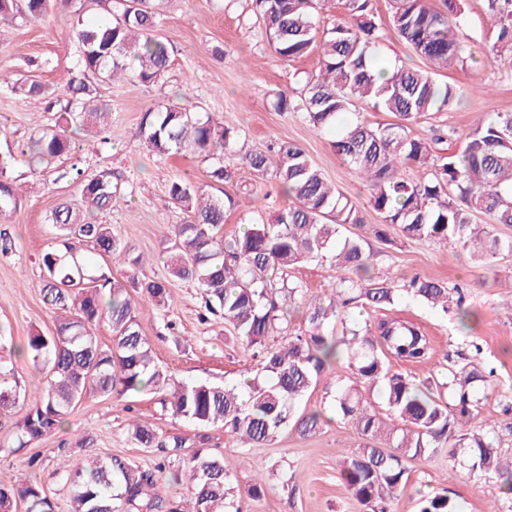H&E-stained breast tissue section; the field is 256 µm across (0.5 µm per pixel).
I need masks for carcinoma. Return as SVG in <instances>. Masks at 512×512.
Here are the masks:
<instances>
[{"mask_svg":"<svg viewBox=\"0 0 512 512\" xmlns=\"http://www.w3.org/2000/svg\"><path fill=\"white\" fill-rule=\"evenodd\" d=\"M73 0H0V23L42 20L58 6ZM162 0H90L103 17L79 22L75 37L80 55L69 70L70 95L55 125L29 138V162L41 164L71 151L72 128L104 126L106 112L96 104L89 75L103 79H135L155 84L170 65L167 43L154 35L161 19ZM270 46L276 54L295 61L318 52L319 67L307 74L300 91L301 110L314 128H336V120L358 103L393 114L396 121L373 127L348 124L336 132L332 147L365 182L369 203L386 226H398L413 241L451 239L472 249L486 262L500 249L487 227L512 224V113H498L477 123L460 147L446 155L432 154L410 136V126L430 112L449 106L458 89L436 81L427 70L393 67L378 78L375 47L381 23L372 0H336L345 21L319 29L317 0H256ZM390 24L398 36L434 67L462 57L466 48L457 31L463 23L456 0H444L436 9L430 0H392ZM493 20L485 51L512 52V0H488ZM0 87L28 96L56 97V88L32 81L12 84L0 75ZM141 133L157 156L185 152L208 157L238 152L256 178L270 174L280 182L288 206L269 223L250 224L224 233L225 200L204 193L193 181L179 176L169 185L173 204L188 220L173 225L165 247L169 275L194 281L205 295V311L221 316L242 338L247 351L259 359L261 374L239 386L176 382L153 356L141 334L139 305H169L168 282L146 278L139 296L125 281L103 271L95 274L66 257L89 248L104 260L141 265L129 258L127 244L108 224L85 215L112 208L123 193L118 177L102 169L82 180L80 202H65L47 216L60 238L59 248L42 258L44 299L58 311L54 330L28 336L25 353L35 365L47 369L46 381L17 423L14 442L24 448L61 426L72 409L88 395L119 396L162 393V405L172 415L200 427L224 425V430L248 447L267 444L292 424L303 434L321 427L317 411L296 414L297 404L321 380L328 364L346 353L355 379L378 387L389 415L400 425L390 427L368 403L356 385L336 387L335 408L350 419L364 439L378 440L401 432L388 448L366 446L348 458L340 471L342 482L365 512H391L390 503L407 481L404 460L442 450L455 458L466 455L471 470L506 479L512 494V459L503 462L487 433L473 432L468 423L480 409L479 388L493 377L466 366L452 369L438 387L448 398L416 384L389 368L393 360L406 364L431 358V342L418 324L407 318H384L375 325L343 326L347 311L359 303L380 308L393 305L402 291L419 297L443 312L452 299L448 283L413 278L402 286L387 277L371 287L362 284L370 255L361 241L344 233L363 224L357 204L328 183L320 169L297 145L278 149L243 150L238 131L229 121L215 122L183 104L149 110L141 120ZM430 169V178L414 182L402 177L404 166ZM11 165L0 162V212L17 204ZM486 217L485 226L476 224ZM331 261L349 272L326 298H307V289L288 280V271L305 263ZM307 305L308 329L270 343L277 326L287 320V305ZM106 320L112 344L99 343L95 329ZM20 391L6 375L0 376V412L12 409ZM130 437L142 448H155L165 457H177L189 475L191 512H229L230 473L223 461L197 450L183 453L187 439L164 435L139 422ZM162 466L142 469L116 457H96L77 470L62 473L71 484L73 512H184L180 504L161 492ZM54 512V504L33 481L7 484L0 478V512ZM419 512H463L446 494L426 498Z\"/></svg>","mask_w":512,"mask_h":512,"instance_id":"carcinoma-1","label":"carcinoma"}]
</instances>
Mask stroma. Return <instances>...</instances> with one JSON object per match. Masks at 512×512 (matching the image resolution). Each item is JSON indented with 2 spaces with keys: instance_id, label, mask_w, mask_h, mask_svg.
<instances>
[{
  "instance_id": "1",
  "label": "stroma",
  "mask_w": 512,
  "mask_h": 512,
  "mask_svg": "<svg viewBox=\"0 0 512 512\" xmlns=\"http://www.w3.org/2000/svg\"><path fill=\"white\" fill-rule=\"evenodd\" d=\"M461 7L464 25L458 38L473 55L453 61L438 75L440 81L456 85L459 96L450 108L429 113L411 129L412 137L426 142L436 154L457 149L462 134L480 117L512 112V55L505 53L489 62L483 58L491 28L487 0H461ZM76 21L70 5L55 10L47 21L0 25V71L57 84L79 55ZM157 34L174 49L163 79L149 87L133 80L97 82L99 99L109 106L102 134L74 133L71 155L51 164L31 168L22 151L38 128L54 124V112L40 98L0 90V159L12 160V175L21 188L16 208L0 217V233L11 240L10 249L0 251V364L12 368L27 392L44 381V370L19 349L31 333L54 328L55 315L43 295L42 257L56 244L57 231L48 224V214L63 201L80 199V184L68 175L71 164H79L89 175L102 169L121 175L125 194L113 202L111 211L96 214L95 219L111 225L132 255L149 258L146 276L166 277L165 241L173 225L187 219L171 204L168 185L185 175L209 190L213 161L197 154L156 156L141 135L140 121L147 110L163 108L186 94L216 121L233 114L241 140L251 148L263 150L281 142L301 147L325 177L360 207L364 222L354 232L371 255L372 278L390 271L401 283L419 276L462 288L463 306L472 313L465 325L456 309L442 313L407 296L384 310L368 305L353 308L348 316L361 325L386 314L419 323L432 339L431 359L391 365L415 382H429L447 368L466 364L493 370L492 385L481 394L473 427L493 435L499 452L512 456V250H503L484 264L460 246L415 242L396 227L388 228L387 239L378 238L381 218L368 202L364 183L336 155L331 135L314 128L303 112L276 110L278 94L297 98L305 73L314 71L319 59L314 54L295 61L280 59L261 29L255 0H166ZM216 46L223 48V57L213 55ZM222 161L234 174L223 190L239 200L226 213L225 233L268 220L286 205L273 177H266L257 188L238 154H225ZM341 275L327 261L289 272L290 280L314 295L329 294ZM169 292L168 308L140 320L158 365L187 383L233 384L259 373L258 361L245 352L223 319L201 320L200 288L175 281ZM350 374L347 362L336 363L300 402L299 411L326 413L328 421L316 434L306 436L291 426L271 443L246 451L232 442L223 425L201 428L173 417L162 408L159 395L144 393L87 397L61 428L16 452L11 443L27 409L22 402L0 417V479L36 481L53 501L55 512H72L69 487L56 473L59 456H67L74 465L89 454L116 455L149 468L159 462L155 449L139 447L129 439L126 421L134 417L160 433L185 436L194 448L221 456L237 488L234 505L240 512H358L340 470L365 442L354 425L334 411L336 384ZM408 470V481L393 500L392 512H418L421 499L437 493L460 501L464 512H487L493 504L499 512H512V495L502 493L500 479L473 475L463 459H451L446 452L411 460ZM258 472L265 476L264 494L253 499L246 488Z\"/></svg>"
}]
</instances>
